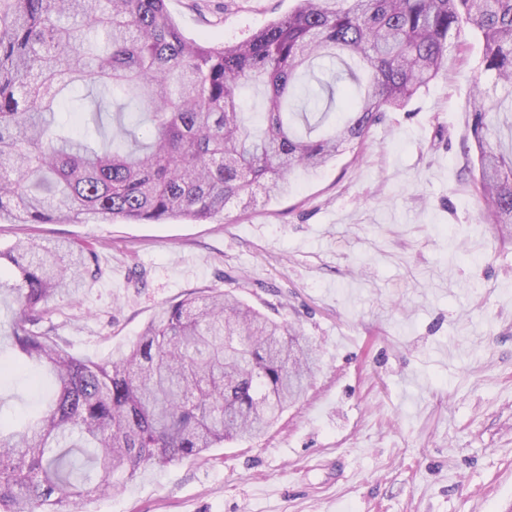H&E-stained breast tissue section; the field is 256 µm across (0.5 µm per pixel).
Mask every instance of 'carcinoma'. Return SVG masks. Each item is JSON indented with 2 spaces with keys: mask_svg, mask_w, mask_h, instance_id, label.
I'll list each match as a JSON object with an SVG mask.
<instances>
[{
  "mask_svg": "<svg viewBox=\"0 0 512 512\" xmlns=\"http://www.w3.org/2000/svg\"><path fill=\"white\" fill-rule=\"evenodd\" d=\"M297 0L250 38L186 40L165 0H0V216L17 224L123 220L204 223L254 189L288 191L298 168L359 152L385 114L444 68L448 37L474 28L482 69L512 98V0ZM335 58L348 82L300 83ZM80 87L94 130L56 121ZM266 91L263 128L239 101ZM325 109L311 123L307 107ZM474 99L471 140L483 223L512 241V106ZM112 134L100 117L110 108ZM90 247L19 241L0 250V295L16 305L18 363L46 367L56 390L34 419L0 423V512H68L72 499L119 493L151 465L262 435L317 367L285 323L228 292L165 307L129 348L73 355L46 325L49 301L99 274Z\"/></svg>",
  "mask_w": 512,
  "mask_h": 512,
  "instance_id": "carcinoma-1",
  "label": "carcinoma"
}]
</instances>
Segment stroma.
I'll return each instance as SVG.
<instances>
[{"label": "stroma", "mask_w": 512, "mask_h": 512, "mask_svg": "<svg viewBox=\"0 0 512 512\" xmlns=\"http://www.w3.org/2000/svg\"><path fill=\"white\" fill-rule=\"evenodd\" d=\"M296 0H166L189 40L247 39ZM482 41L450 35L448 63L360 154L256 189L220 220L16 224L34 239L95 249L99 274L49 304L69 351L105 359L171 302L231 290L284 321L318 366L258 438L153 466L118 495L70 512H512V243L480 223L463 144ZM14 304L0 300V421L35 404L15 365Z\"/></svg>", "instance_id": "stroma-1"}]
</instances>
